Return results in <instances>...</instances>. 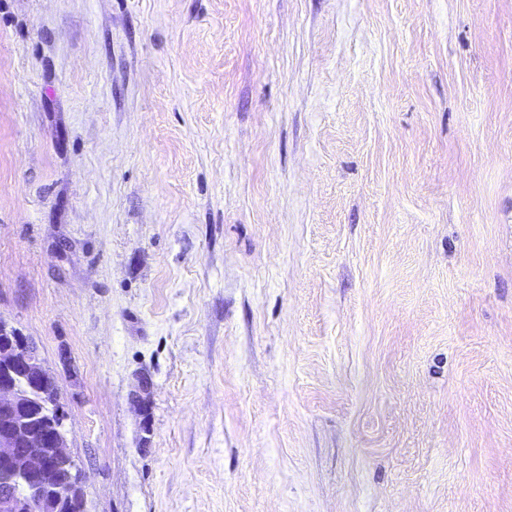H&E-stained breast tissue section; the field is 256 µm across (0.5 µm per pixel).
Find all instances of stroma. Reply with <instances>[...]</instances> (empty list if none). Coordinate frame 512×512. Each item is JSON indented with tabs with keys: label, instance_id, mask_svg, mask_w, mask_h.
<instances>
[{
	"label": "stroma",
	"instance_id": "stroma-1",
	"mask_svg": "<svg viewBox=\"0 0 512 512\" xmlns=\"http://www.w3.org/2000/svg\"><path fill=\"white\" fill-rule=\"evenodd\" d=\"M0 318L87 512H512V0H0Z\"/></svg>",
	"mask_w": 512,
	"mask_h": 512
}]
</instances>
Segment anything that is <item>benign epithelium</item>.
I'll list each match as a JSON object with an SVG mask.
<instances>
[{
    "label": "benign epithelium",
    "instance_id": "benign-epithelium-1",
    "mask_svg": "<svg viewBox=\"0 0 512 512\" xmlns=\"http://www.w3.org/2000/svg\"><path fill=\"white\" fill-rule=\"evenodd\" d=\"M55 386L36 347L0 320V512H47L82 486L47 482L61 464L76 466Z\"/></svg>",
    "mask_w": 512,
    "mask_h": 512
}]
</instances>
